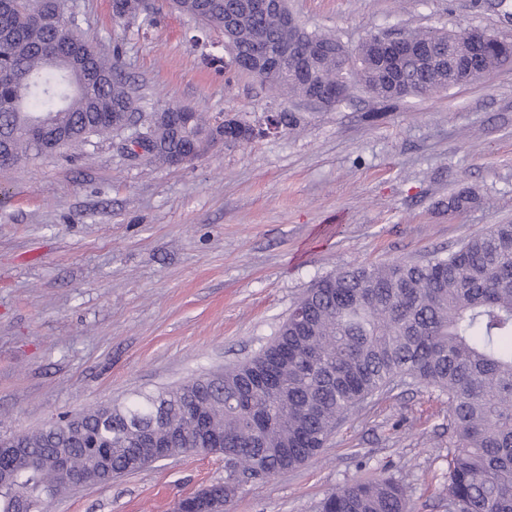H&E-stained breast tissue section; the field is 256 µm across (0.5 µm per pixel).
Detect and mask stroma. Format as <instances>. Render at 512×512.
I'll return each instance as SVG.
<instances>
[{"label":"stroma","instance_id":"stroma-1","mask_svg":"<svg viewBox=\"0 0 512 512\" xmlns=\"http://www.w3.org/2000/svg\"><path fill=\"white\" fill-rule=\"evenodd\" d=\"M98 50L121 45L142 115L168 105L254 117L281 100L225 69L224 32L164 11L117 23L74 0ZM307 30L356 49L383 31L479 28L512 39V0H288ZM292 131L226 143L182 167L130 158L120 134L0 170V437L122 403L255 355L306 288L360 264L421 262L512 224V63L388 108L363 90L311 105ZM474 192L464 211L452 194ZM448 396L401 384L349 414L322 454L240 489L233 512H317L336 488L390 479L412 512H448ZM190 452L47 512H173L223 480Z\"/></svg>","mask_w":512,"mask_h":512}]
</instances>
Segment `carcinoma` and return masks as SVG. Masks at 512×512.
<instances>
[{
  "instance_id": "carcinoma-1",
  "label": "carcinoma",
  "mask_w": 512,
  "mask_h": 512,
  "mask_svg": "<svg viewBox=\"0 0 512 512\" xmlns=\"http://www.w3.org/2000/svg\"><path fill=\"white\" fill-rule=\"evenodd\" d=\"M0 0V143L9 159L0 169L46 155L27 136L42 117L57 148L116 131L112 114L139 112L116 46L104 55L77 27L31 24V3ZM202 26L224 27L240 13L239 0H172ZM234 35L241 53L257 35L277 45L288 38L276 16L242 19ZM443 29L408 33V41L442 43L457 36ZM481 47L462 73L468 83L512 58V43L482 33ZM305 37L324 47L312 80H343L383 102L429 96L450 86L412 58L397 71L405 93L383 82L380 62L365 49L344 54L336 38ZM288 96L276 111L282 131L303 120L294 100L304 83L290 75L270 84ZM212 123L195 113L199 144ZM153 158L165 164L175 129L152 131ZM275 366V378L259 377ZM448 394L455 448L448 461L449 512H512V224L463 241L446 255L423 262L395 260L359 265L317 280L298 300L270 342L249 360L192 378L173 388L143 392L129 401L87 407L67 426L50 425L13 437L17 452L5 464L16 482L0 486V512H44L49 492L84 481L106 484L168 457L192 451L219 453L232 463L224 481L208 486L228 512L241 486L297 468L324 449L340 421L397 381ZM206 405L205 430L189 421ZM69 456L66 473L28 465L36 453ZM319 512H411L402 486L391 480L356 481L326 495Z\"/></svg>"
}]
</instances>
